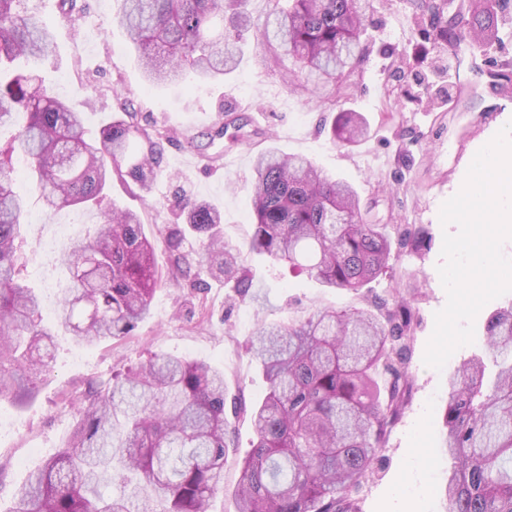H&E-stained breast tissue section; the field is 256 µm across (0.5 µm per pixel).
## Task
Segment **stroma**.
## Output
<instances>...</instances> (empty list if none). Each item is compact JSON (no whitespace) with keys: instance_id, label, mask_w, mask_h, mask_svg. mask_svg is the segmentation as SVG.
Returning a JSON list of instances; mask_svg holds the SVG:
<instances>
[{"instance_id":"1","label":"stroma","mask_w":512,"mask_h":512,"mask_svg":"<svg viewBox=\"0 0 512 512\" xmlns=\"http://www.w3.org/2000/svg\"><path fill=\"white\" fill-rule=\"evenodd\" d=\"M87 2V12L69 20L58 0H42L41 13L54 26L57 51L37 69L56 94L83 113L91 137H99L105 121L114 117L116 87L147 128L176 132V139L164 146L165 173L158 177L150 202H143L132 183L117 179L107 192L108 201L139 212L155 242L160 268L170 261L165 239L177 222L170 205L177 184L221 211L226 241L240 245L249 240L253 159L269 147L312 159L353 185L371 221L422 233L424 244L401 249L392 271L358 293L322 287L307 275L250 254L246 262L253 275V299L240 301L233 289L203 273L197 288L158 287L151 317L122 340L89 347L57 328L53 358L35 400L23 408L0 401V415L7 420L0 428V512H7L15 489L29 474L65 445L88 387L171 354L217 367L224 373L228 397L250 405L264 390L247 352L258 321L285 322L320 305L359 307L376 297L401 294L410 298L415 313L411 394L363 485L359 507L360 512H443L437 491L453 465L443 447L448 378L482 346L489 315L512 304V292L480 310L474 343L458 349L442 370L424 364L434 315L447 300L437 271L443 234L457 230L453 224L442 227L439 211L462 187L477 151L512 122V98L495 88L493 79L497 73H512V0L500 13L496 36L483 46L461 44L456 55L435 46L429 20L415 17L411 0H370L363 58L349 78L352 92L342 100L344 107L363 115L369 132L350 145L329 140L336 109L288 87L286 65L276 64L256 39H248L238 67L223 79L201 83L191 78L149 89L115 6ZM225 108L246 116L254 135L226 150L222 166L215 167L209 161L214 148L203 133ZM184 134L197 135L196 149L184 147ZM18 188L28 216L22 229L27 281L40 294L44 322L50 325L55 285L64 279L65 268L58 253L41 252L39 242L58 224H73L76 239L93 234L99 211L64 209L50 215L28 180ZM232 426L236 452L224 464V491L211 499L209 512H236L237 454L249 450L254 434L246 416L233 419Z\"/></svg>"}]
</instances>
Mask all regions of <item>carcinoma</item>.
Returning <instances> with one entry per match:
<instances>
[{
	"label": "carcinoma",
	"mask_w": 512,
	"mask_h": 512,
	"mask_svg": "<svg viewBox=\"0 0 512 512\" xmlns=\"http://www.w3.org/2000/svg\"><path fill=\"white\" fill-rule=\"evenodd\" d=\"M116 18L150 84L191 72L205 82L232 71L247 0H116ZM365 0H273L258 28L262 43L291 59L293 83L329 102L361 52ZM500 0H414L435 40L455 51L484 40ZM57 43L36 0H0V128L26 114L0 149V400L18 407L37 394V377L55 347L41 300L25 283L19 230L25 206L11 176L12 157L28 158L44 208L98 205L117 178L149 193L162 172L167 134L140 125L119 100L121 116L86 137L82 113L42 85L20 60L53 55ZM210 140L250 137L247 119L231 116ZM367 126L340 112L331 142L352 144ZM251 201L254 231L245 245L219 235L221 213L174 195L191 231L207 238L204 262L242 299L253 287L244 252L305 273L325 288L357 292L393 269L392 245L422 237L367 222L356 190L310 159L269 148L256 156ZM184 228L166 242L173 261H154V242L137 212L101 208L98 228L63 253L58 325L96 345L133 334L151 315L165 279L181 283L191 263L179 252ZM414 312L400 295L379 311L318 307L288 323H260L250 353L266 391L250 409L255 432L241 462L237 512H359V491L405 406L411 377ZM444 448L455 460L443 488L445 512H512V304L488 318L484 344L448 381ZM224 373L199 360L159 355L96 392L78 410L67 446L30 473L8 512H208L224 491L231 445ZM123 490L104 495L100 484Z\"/></svg>",
	"instance_id": "obj_1"
}]
</instances>
